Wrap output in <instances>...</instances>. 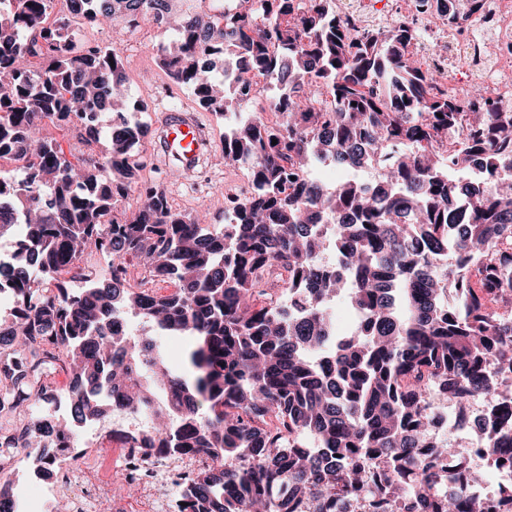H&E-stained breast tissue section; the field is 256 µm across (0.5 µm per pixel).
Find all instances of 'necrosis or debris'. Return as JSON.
Here are the masks:
<instances>
[{
	"label": "necrosis or debris",
	"instance_id": "necrosis-or-debris-1",
	"mask_svg": "<svg viewBox=\"0 0 512 512\" xmlns=\"http://www.w3.org/2000/svg\"><path fill=\"white\" fill-rule=\"evenodd\" d=\"M448 52L418 57L423 71L436 78L449 94L465 100L473 82H480L483 100L493 107L512 105V0H481L466 20L451 23ZM131 425L116 432H100L101 451L86 456L80 439L57 443L49 456L53 464L50 484L26 483L19 499L21 512H52L55 500L68 496L72 512H179V488L205 466L200 457L182 456L147 462L126 436ZM137 485L142 495L120 499L112 492L114 475Z\"/></svg>",
	"mask_w": 512,
	"mask_h": 512
}]
</instances>
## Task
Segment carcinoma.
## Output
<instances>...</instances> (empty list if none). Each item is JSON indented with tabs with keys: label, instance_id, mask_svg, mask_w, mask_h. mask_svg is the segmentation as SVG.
Wrapping results in <instances>:
<instances>
[{
	"label": "carcinoma",
	"instance_id": "obj_1",
	"mask_svg": "<svg viewBox=\"0 0 512 512\" xmlns=\"http://www.w3.org/2000/svg\"><path fill=\"white\" fill-rule=\"evenodd\" d=\"M84 19H151L168 30L159 66L207 112H249L224 135V163L248 194H224L216 230L141 178L140 120L117 129L94 109L139 112L115 32L81 51L52 0H0V451H38L123 410L148 426L132 447L212 461L182 490L183 512H492L472 496L469 449L434 436L432 400L486 399L479 438L512 470V111L483 112L414 65L410 23L353 37L335 0H80ZM42 65L32 69L29 56ZM288 83L270 106L263 94ZM102 144L77 165L45 122ZM463 148L441 154V134ZM277 143H272V140ZM500 176L494 188L472 171ZM375 167V185L329 188L313 165ZM137 187L130 218L119 203ZM81 283L74 288L71 282ZM54 283L57 293L41 291ZM362 313L336 334L330 303ZM294 299L282 308L273 296ZM139 319L196 344L172 365ZM63 368L69 415L40 405Z\"/></svg>",
	"mask_w": 512,
	"mask_h": 512
}]
</instances>
